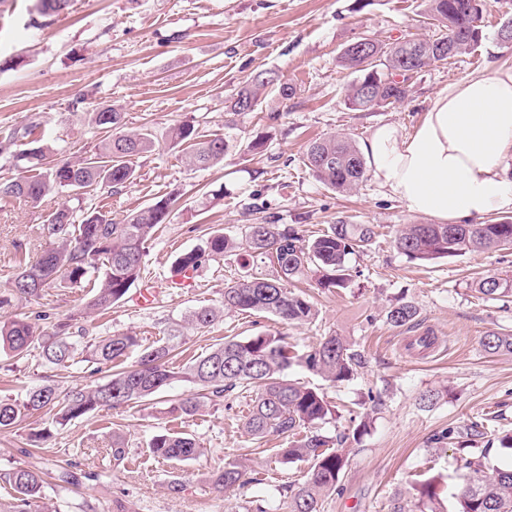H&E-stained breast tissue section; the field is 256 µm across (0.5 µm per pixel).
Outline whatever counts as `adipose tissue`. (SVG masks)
I'll list each match as a JSON object with an SVG mask.
<instances>
[{"label":"adipose tissue","instance_id":"1","mask_svg":"<svg viewBox=\"0 0 512 512\" xmlns=\"http://www.w3.org/2000/svg\"><path fill=\"white\" fill-rule=\"evenodd\" d=\"M363 150L372 178L413 213L461 224L512 210L502 165L512 153V71L453 84L411 134L381 125Z\"/></svg>","mask_w":512,"mask_h":512}]
</instances>
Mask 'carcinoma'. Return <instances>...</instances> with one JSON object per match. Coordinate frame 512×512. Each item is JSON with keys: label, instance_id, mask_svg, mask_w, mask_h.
<instances>
[{"label": "carcinoma", "instance_id": "1", "mask_svg": "<svg viewBox=\"0 0 512 512\" xmlns=\"http://www.w3.org/2000/svg\"><path fill=\"white\" fill-rule=\"evenodd\" d=\"M424 4L423 18L435 22L437 34L405 38L391 46L375 41L359 52L348 48L342 51L341 65L358 74V80L348 88L351 107L369 111L402 102L409 96L411 86H392L394 71L399 69L404 53L413 51L416 66L424 69L464 54L482 41L486 0H424ZM277 81L268 71L251 76L231 103L232 114L255 111L266 88ZM94 121L104 130L105 138L95 152L74 162L51 163L39 147L14 152L13 159L23 164L26 175L1 182V199L23 198L38 205L50 194L66 193L77 201V206L49 215L53 241L39 257H31L24 245L17 246L14 262L18 273L9 295H0V309L11 306L14 298L36 302L51 289L65 284L92 288L86 309L100 313L121 301L140 278L146 244L170 216L176 198L161 196L120 222L101 210L84 208L83 196L88 189L112 192L124 187L134 177V159L154 149L151 134L122 132V113L110 106L97 109ZM169 139L172 146L187 150L190 160L199 167L210 168L224 160V137L203 139L188 121L171 127ZM305 162L316 179L338 192H351L366 179L364 158L347 136L333 134L312 141ZM377 236L373 224L341 223L329 225L322 234L306 241L295 227L267 221L246 225L245 242L240 244L215 229L204 246L177 258L176 269L195 271L203 261L241 247L244 264L252 260L267 263L275 269L276 276L251 274L227 285L223 309L268 314L284 325L301 323L314 315L313 304L288 289L286 283L300 279L313 268L318 273L319 287H347L352 280L348 256L369 246ZM395 246L409 260L421 262L512 247V217H498L488 224H407L396 237ZM476 291L489 298L511 296L512 279L486 276L476 283ZM221 310L200 307L186 318V323L194 329L209 327ZM416 318L417 309L409 302L386 312V322L395 327H410ZM72 320L74 317L69 316L59 321L54 333L43 335L25 317L0 320V349L14 357L37 350L47 363L67 368L77 355L75 343L66 336ZM482 345L489 355L512 351V334L492 331L484 336ZM138 346L137 336L131 333L101 336L86 346L85 361L112 363ZM180 347V335L171 333L162 343L145 348L135 365L113 372L95 386H73L61 392L56 385L46 384L29 390L20 404L0 400V431L18 426L34 413L45 412L51 424L64 427L93 410L114 409L128 403L149 405L162 390L178 382L192 385L194 392L170 403L164 413L189 418L207 404H220L239 388L252 387L256 396L249 414L242 419L244 432L256 440L271 434L287 439L286 446L276 449V455L287 463L308 465L302 481L281 487L280 509L321 512L325 498L340 489L347 462L346 450L341 448L346 434L333 438L324 432V425L333 418L325 395L286 379L285 371L300 365L339 386L354 380L365 364L364 356L336 335L322 337L310 351L300 355L283 332L247 339L226 337L204 355L176 366L174 352ZM482 438L484 426L477 421L441 432L435 438L438 443L470 445L459 483L446 489L442 475L425 472L412 484V508H406L401 494L396 493L391 498L390 512H512V466H489L490 446L476 447ZM149 448L155 458L176 464L190 462L202 453L200 444L187 433L168 430L154 435ZM125 455L123 438L115 432L106 458L118 466ZM246 474L245 465L233 458L210 476V483L222 495L245 484ZM0 480L14 492V502L3 512H61L57 505L43 506L47 482L42 469L16 466L1 471Z\"/></svg>", "mask_w": 512, "mask_h": 512}]
</instances>
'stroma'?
Returning a JSON list of instances; mask_svg holds the SVG:
<instances>
[{
    "instance_id": "1",
    "label": "stroma",
    "mask_w": 512,
    "mask_h": 512,
    "mask_svg": "<svg viewBox=\"0 0 512 512\" xmlns=\"http://www.w3.org/2000/svg\"><path fill=\"white\" fill-rule=\"evenodd\" d=\"M38 6V0H0V142L34 122L40 146L57 160H77L101 142L92 114L109 105L123 112L125 131L150 130L157 148L135 160V178L126 187L91 192L86 203L119 221L157 196L176 198L167 223L148 244L141 278L125 298L105 315L79 317L85 336L128 332L147 347L165 340L195 308L221 306L225 286L246 274L237 257L203 262L194 287L168 285L176 259L202 246L209 227H221L238 241L245 225L269 220L296 226L307 239L339 222L375 224L378 237L347 259L354 273L348 288H319L312 272L302 278L316 308L311 321L285 328L266 314L227 311L210 327L185 331V357L205 354L227 336L244 339L281 329L302 352L334 334L364 354L357 379L338 388L300 366L286 373L339 408L342 417L326 424L328 433L348 429L349 415L369 417L366 432L344 443V491L326 499L324 512H389L393 493L411 499L415 475L429 469L455 484L463 471L460 454L434 441L445 428L480 420L489 439L512 432V352L491 356L482 347L487 332L512 334V296L489 299L475 290L489 274L512 278V249L420 265L400 254L394 239L403 225L426 223V216L412 213L370 179L349 193L332 190L305 164L315 138L344 133L360 147L379 124L410 133L439 92L485 73L490 62L512 71V48L497 39L503 0H488L480 44L424 68L405 101L370 111L348 106L356 75L341 66L339 54L361 36L390 44L436 34L435 26L419 21L423 0H371L360 11L353 0H70L66 10L46 17ZM262 70L293 87V95L285 98L272 88L256 111L230 116L239 90ZM229 119L235 122L230 130L224 127ZM182 121L192 122L203 137L225 135L223 163L200 169L185 151L171 147L169 130ZM68 203L61 193L36 207L0 200V292L8 291L14 277L16 245L40 253L50 242L48 215ZM148 285L154 301L143 308L138 297ZM89 296L86 288H57L16 310L44 334L59 319L78 314ZM405 301L417 309L416 326H391L387 310ZM424 334L436 336L435 347L415 346ZM137 359L133 352L111 365L80 362L60 370L35 354L18 360L0 351V399L22 400L42 384L93 385ZM430 391L437 400L423 405L421 397ZM254 398V391H240L185 419L134 404L99 409L48 430L30 449V433L44 428L34 416L0 432V470L73 463L94 473V480L77 486L50 482L47 500H67L70 512H113L118 501L130 512H241L257 499L273 510L279 486L302 478L307 467L276 459L279 438L255 441L242 431ZM166 429L190 434L204 454L184 465L154 458L149 442ZM116 432L126 448L117 466L104 458ZM234 456L245 458L258 480L217 500L210 475ZM175 473L186 485L178 494L167 489Z\"/></svg>"
}]
</instances>
